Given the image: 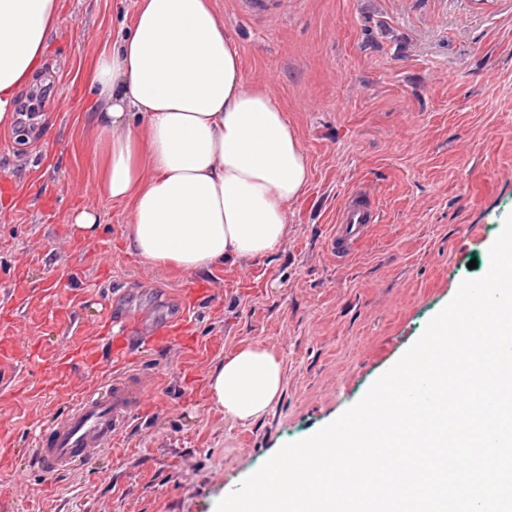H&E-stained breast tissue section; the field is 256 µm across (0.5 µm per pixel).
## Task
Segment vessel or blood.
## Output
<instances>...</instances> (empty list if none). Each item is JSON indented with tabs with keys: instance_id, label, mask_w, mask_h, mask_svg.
Here are the masks:
<instances>
[{
	"instance_id": "1",
	"label": "vessel or blood",
	"mask_w": 512,
	"mask_h": 512,
	"mask_svg": "<svg viewBox=\"0 0 512 512\" xmlns=\"http://www.w3.org/2000/svg\"><path fill=\"white\" fill-rule=\"evenodd\" d=\"M370 198L369 192L360 189L342 203L329 243L337 259L349 258L367 242L377 220ZM211 296V288L197 281L182 289L175 316L150 320L138 315L117 317V331L105 339L107 356H99L86 346H71L40 365L42 383L20 385L19 392L26 400L40 395L48 384L69 396L65 412L53 419L35 442L34 460L49 479L92 466L115 446L135 415L154 408L138 369V352L180 348L183 382L186 388L197 390V360L221 348L220 342H201L191 331L192 312L201 300Z\"/></svg>"
}]
</instances>
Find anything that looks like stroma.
<instances>
[{"instance_id":"1","label":"stroma","mask_w":512,"mask_h":512,"mask_svg":"<svg viewBox=\"0 0 512 512\" xmlns=\"http://www.w3.org/2000/svg\"><path fill=\"white\" fill-rule=\"evenodd\" d=\"M39 80L0 131V315L15 340L60 352L97 332L113 289L130 313L175 311L190 277L154 270L127 247L128 207L106 198L81 132L92 61L136 0H60ZM247 81L281 103L310 165L288 236L265 259L205 275L213 299L193 315L224 349L195 368L189 394L171 348L141 371L162 403L132 420L94 467L57 483L25 462L39 422L63 413L48 388L24 411L0 392L14 466L0 472L5 512H215L282 445L312 435L360 399L421 335L460 282L484 274L512 214V0H214ZM368 187L380 213L356 255L329 250L336 213ZM96 211L94 236L72 210ZM67 276L79 307L42 294ZM259 344L284 366L282 391L253 424L213 403L206 382L238 348Z\"/></svg>"}]
</instances>
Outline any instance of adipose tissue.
I'll list each match as a JSON object with an SVG mask.
<instances>
[{
    "mask_svg": "<svg viewBox=\"0 0 512 512\" xmlns=\"http://www.w3.org/2000/svg\"><path fill=\"white\" fill-rule=\"evenodd\" d=\"M59 10V0H0V128L41 75ZM90 84L101 189L129 204L127 245L147 265L204 274L283 244L309 162L278 100L247 82L213 0H137ZM282 385L281 360L258 346L226 357L208 383L225 417L243 425Z\"/></svg>",
    "mask_w": 512,
    "mask_h": 512,
    "instance_id": "obj_1",
    "label": "adipose tissue"
}]
</instances>
